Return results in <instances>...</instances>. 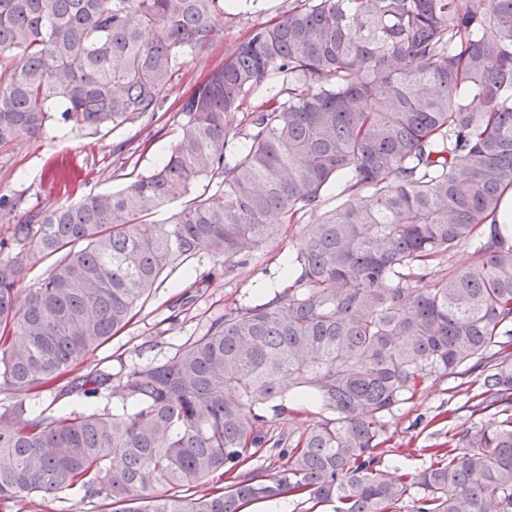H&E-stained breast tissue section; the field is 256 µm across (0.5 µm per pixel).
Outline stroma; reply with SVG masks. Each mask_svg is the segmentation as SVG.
<instances>
[{
    "label": "stroma",
    "mask_w": 512,
    "mask_h": 512,
    "mask_svg": "<svg viewBox=\"0 0 512 512\" xmlns=\"http://www.w3.org/2000/svg\"><path fill=\"white\" fill-rule=\"evenodd\" d=\"M283 6L284 0H258L247 13L220 18L212 43L185 58L172 93L154 116L97 132L54 121L45 135L0 149V194L17 198L22 215L119 190L152 170L175 141L174 115L182 96L220 65L251 27L277 19ZM304 229L301 223L284 225L279 239L250 252L243 265L224 266L203 252L169 272L131 323L89 356L88 365L119 376L137 364L163 362L203 335L225 310L287 291L288 262ZM480 391L477 375L433 374L415 399L389 416L379 449L383 467L413 474L427 460L425 447L447 441L457 427L489 422L491 413L474 416L468 409L469 398Z\"/></svg>",
    "instance_id": "stroma-1"
}]
</instances>
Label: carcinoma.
<instances>
[{
  "label": "carcinoma",
  "mask_w": 512,
  "mask_h": 512,
  "mask_svg": "<svg viewBox=\"0 0 512 512\" xmlns=\"http://www.w3.org/2000/svg\"><path fill=\"white\" fill-rule=\"evenodd\" d=\"M222 15L224 0H0V148L53 119L98 130L157 111ZM177 114L153 170L13 226L0 512L30 497L50 512L64 495L111 512H243L286 494L393 512L413 487L414 512H512V225L497 223L512 190V0H288ZM306 217L287 292L229 309L163 363L76 372L165 272L201 251L229 265ZM470 242V261L423 285ZM474 372L472 412L497 420L426 449L410 480L382 469L387 415L434 373ZM40 391L112 408L34 415ZM291 402L318 420L278 470H245L268 411Z\"/></svg>",
  "instance_id": "carcinoma-1"
}]
</instances>
